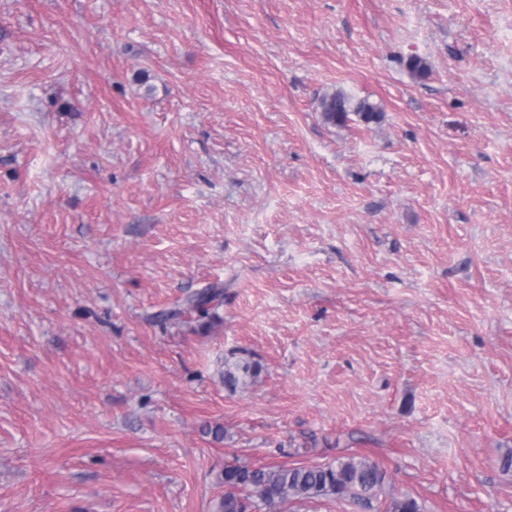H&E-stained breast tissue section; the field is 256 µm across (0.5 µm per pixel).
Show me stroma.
<instances>
[{"label":"stroma","mask_w":512,"mask_h":512,"mask_svg":"<svg viewBox=\"0 0 512 512\" xmlns=\"http://www.w3.org/2000/svg\"><path fill=\"white\" fill-rule=\"evenodd\" d=\"M353 455L512 512V0H0V512ZM323 118L331 124H343L351 113L359 116L364 122L370 123L380 118V109L367 100L355 104L342 92L323 97L320 101ZM223 296V286L218 284L212 285L210 288H206L202 292L193 294L188 299L187 308L190 311L198 313L201 318H206L210 314L209 306L216 301L222 300Z\"/></svg>","instance_id":"stroma-1"}]
</instances>
